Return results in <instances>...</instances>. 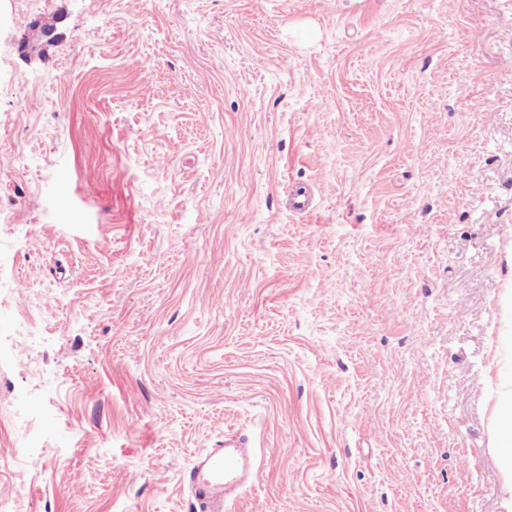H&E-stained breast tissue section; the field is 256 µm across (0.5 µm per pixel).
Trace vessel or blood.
<instances>
[{"label": "vessel or blood", "instance_id": "obj_1", "mask_svg": "<svg viewBox=\"0 0 512 512\" xmlns=\"http://www.w3.org/2000/svg\"><path fill=\"white\" fill-rule=\"evenodd\" d=\"M259 469V460L247 441L228 434L216 447L200 453L187 483L200 512H224L230 494L246 487Z\"/></svg>", "mask_w": 512, "mask_h": 512}]
</instances>
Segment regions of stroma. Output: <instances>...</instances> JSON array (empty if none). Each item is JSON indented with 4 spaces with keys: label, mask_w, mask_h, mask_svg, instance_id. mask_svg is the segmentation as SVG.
<instances>
[{
    "label": "stroma",
    "mask_w": 512,
    "mask_h": 512,
    "mask_svg": "<svg viewBox=\"0 0 512 512\" xmlns=\"http://www.w3.org/2000/svg\"><path fill=\"white\" fill-rule=\"evenodd\" d=\"M509 392L512 0H0L17 512H193L228 430L226 512H505ZM31 38L42 41L46 46L56 44L59 39L55 24H49L36 19L31 22L28 33L24 34L17 42V50L23 56L26 55L27 46ZM497 428L500 437L501 460L504 467L512 471V396L511 399L507 397L503 402ZM259 469L254 448L234 434L206 448L191 468L187 483L200 512H223L230 494L246 487Z\"/></svg>",
    "instance_id": "35a3bbf8"
}]
</instances>
